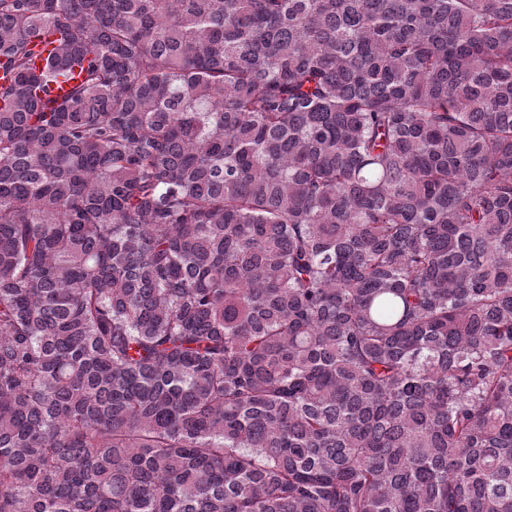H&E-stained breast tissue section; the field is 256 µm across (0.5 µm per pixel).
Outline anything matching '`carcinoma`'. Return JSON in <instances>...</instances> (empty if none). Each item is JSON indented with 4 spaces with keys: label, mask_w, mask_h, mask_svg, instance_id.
<instances>
[{
    "label": "carcinoma",
    "mask_w": 512,
    "mask_h": 512,
    "mask_svg": "<svg viewBox=\"0 0 512 512\" xmlns=\"http://www.w3.org/2000/svg\"><path fill=\"white\" fill-rule=\"evenodd\" d=\"M0 512H512V0H0Z\"/></svg>",
    "instance_id": "obj_1"
}]
</instances>
